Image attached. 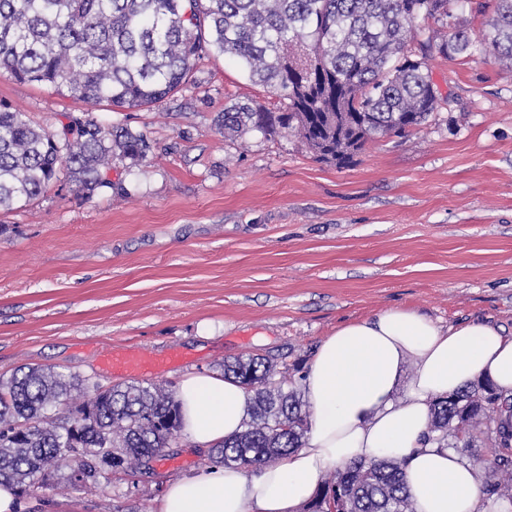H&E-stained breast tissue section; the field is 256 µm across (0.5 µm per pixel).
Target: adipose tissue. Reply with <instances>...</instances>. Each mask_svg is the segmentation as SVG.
<instances>
[{
  "instance_id": "ef3b65f1",
  "label": "adipose tissue",
  "mask_w": 512,
  "mask_h": 512,
  "mask_svg": "<svg viewBox=\"0 0 512 512\" xmlns=\"http://www.w3.org/2000/svg\"><path fill=\"white\" fill-rule=\"evenodd\" d=\"M481 379L512 395V338L492 325L445 329L402 308L341 325L304 374L303 447L253 473L215 467L167 480L155 512H298L336 470L385 457L405 459L416 512H507L508 502L487 500L484 467L425 438L432 402ZM177 399L183 434L198 449L242 431L251 404L242 385L217 374L186 376Z\"/></svg>"
}]
</instances>
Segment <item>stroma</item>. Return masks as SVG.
<instances>
[{"label":"stroma","instance_id":"35a3bbf8","mask_svg":"<svg viewBox=\"0 0 512 512\" xmlns=\"http://www.w3.org/2000/svg\"><path fill=\"white\" fill-rule=\"evenodd\" d=\"M429 64L447 106L345 168L292 135L224 137L228 102H278L225 55L153 105L97 106L103 126L143 132L152 150L113 161V189L63 180L0 210V379L28 364L123 386L103 359L128 349L180 355L146 377L171 391L241 355L299 378L336 327L391 308L511 337L512 65ZM0 101L55 131L84 109L3 71ZM152 465L145 480L106 467L91 488L31 489L21 512H154L164 478L208 471L181 434Z\"/></svg>","mask_w":512,"mask_h":512}]
</instances>
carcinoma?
I'll list each match as a JSON object with an SVG mask.
<instances>
[{
  "mask_svg": "<svg viewBox=\"0 0 512 512\" xmlns=\"http://www.w3.org/2000/svg\"><path fill=\"white\" fill-rule=\"evenodd\" d=\"M458 0H0V70L46 85L86 106L61 132L34 126L0 102V210L29 204L65 174L78 190L112 189L116 157L147 158L146 135L103 127L93 116L149 106L176 93L197 62L230 55L281 101L275 111L233 103L217 114L224 135L297 134L317 159L349 165L365 145L419 129L448 103L432 79L433 54L480 52L512 61V0H466L493 8L474 39ZM266 358L224 361V376L250 392L244 429L207 455L208 467L257 469L303 447L310 412L296 382L275 380ZM180 428L164 387L104 388L75 374L19 368L0 380V484L43 487L66 462L62 482L95 486L101 466L136 474ZM429 440L464 457L488 444L485 494L512 499V395L489 382L433 404ZM405 463L356 462L325 482L307 512H415Z\"/></svg>",
  "mask_w": 512,
  "mask_h": 512,
  "instance_id": "obj_1",
  "label": "carcinoma"
}]
</instances>
